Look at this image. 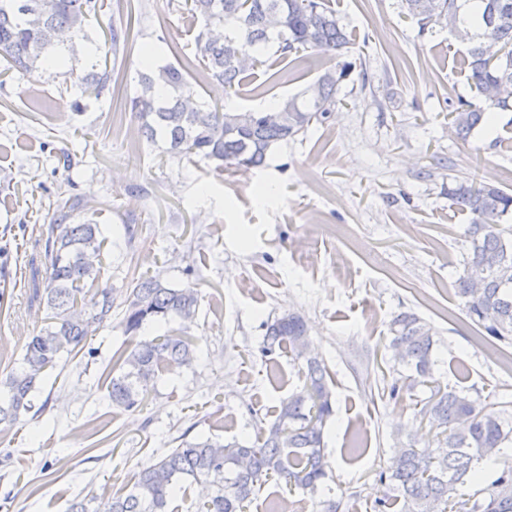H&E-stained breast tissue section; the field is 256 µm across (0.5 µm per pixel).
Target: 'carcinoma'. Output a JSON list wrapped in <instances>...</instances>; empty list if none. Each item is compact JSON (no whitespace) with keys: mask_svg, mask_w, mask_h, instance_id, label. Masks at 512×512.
Segmentation results:
<instances>
[{"mask_svg":"<svg viewBox=\"0 0 512 512\" xmlns=\"http://www.w3.org/2000/svg\"><path fill=\"white\" fill-rule=\"evenodd\" d=\"M407 16L420 30L431 25L467 45V81L483 105L461 104L448 112L458 135L468 137L477 128L492 127V113L512 111V0H401ZM187 13L202 21L195 37L198 61L211 79L224 84L227 96L248 84L251 71L268 74L263 93L279 83L273 70L301 49L336 55L350 39L326 0H188ZM102 8L99 0H0V58L13 69L34 74L62 65L55 50L77 52L87 40L89 18ZM131 29L112 27L108 42L112 54L129 42ZM352 64L325 71L311 93L287 98L268 109L241 111L210 104L200 98L181 65L166 64L138 73L139 91L131 100L138 132L168 144L167 153L182 159L201 156L226 166L261 165L268 151L321 122L336 105L340 81ZM83 94L101 97L112 90V70H93L79 78ZM448 198L472 215L463 237L470 243L463 269L455 280L467 316L486 333L512 342V229L500 224L512 211V194L477 178L448 188ZM72 199L59 204L42 228L50 264L44 296L50 325L28 337L20 366L0 381V426H12L34 408L36 385L66 353H79L88 337L112 322L116 298L108 287L84 292L100 274L106 242L98 224H69ZM199 307L195 288H170L160 277L137 280L124 302L122 323L127 333L144 325L184 322ZM390 348L430 385L432 329L412 313H401L390 323ZM306 320L296 312L284 314L267 328L263 351L288 352L304 360L306 383L280 405L275 420L252 445L220 443L207 437L181 438L180 444L144 467L133 484L104 498L92 493L76 497L69 512H168L170 503L189 480L207 487L196 512H245V503L268 480L275 479L314 493L326 477L323 436L332 416V391L327 369L309 355ZM196 358L192 337L165 333L145 339L112 355L109 398L123 410L144 407L157 373L187 367ZM430 424L443 429L436 448L409 445L398 449L379 481L390 482L403 498L401 512H449L457 486L476 474L475 464L500 452L512 441V427L493 412L477 409L455 389L431 385V395L420 410ZM469 512H512V468L492 484L488 497Z\"/></svg>","mask_w":512,"mask_h":512,"instance_id":"cac0c4a2","label":"carcinoma"}]
</instances>
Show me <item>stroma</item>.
I'll use <instances>...</instances> for the list:
<instances>
[{
    "label": "stroma",
    "mask_w": 512,
    "mask_h": 512,
    "mask_svg": "<svg viewBox=\"0 0 512 512\" xmlns=\"http://www.w3.org/2000/svg\"><path fill=\"white\" fill-rule=\"evenodd\" d=\"M184 2L104 0L87 27L94 54L42 74L16 70L0 83V380L48 324L35 289L49 263L41 229L58 192L83 201L72 223L101 226L98 283L117 299L146 274L200 293L194 322L132 335L116 309L86 351L63 357L33 395L45 412L0 426V512H67L79 494L133 483L185 435L254 442L305 382L301 362L263 352L267 324L288 311L306 319L331 378L327 477L313 495L267 482L247 512H267L275 498L298 512H325L331 500L340 512H401L402 497L380 472L396 449L435 447L441 436L419 415L429 388L412 382L389 347L394 316L413 313L431 327L441 386L512 424V343L482 339L455 292L469 216L448 198L456 181L475 175L512 189V111L495 113L493 131L461 138L449 105L481 103L466 79L464 45L447 29L420 30L400 0H330L349 47L335 57L289 56L273 95L230 101L266 107L352 64L329 117L275 146L259 167L179 160L139 135L131 100L146 66L194 54L199 26ZM126 24L136 39L112 76L122 102L84 96L78 76L103 63L106 34ZM171 327L194 338L196 361L159 372L142 409L113 407V353ZM393 382L401 386L394 400L382 394ZM510 467L511 446L481 460L464 501L486 498Z\"/></svg>",
    "instance_id": "obj_1"
}]
</instances>
